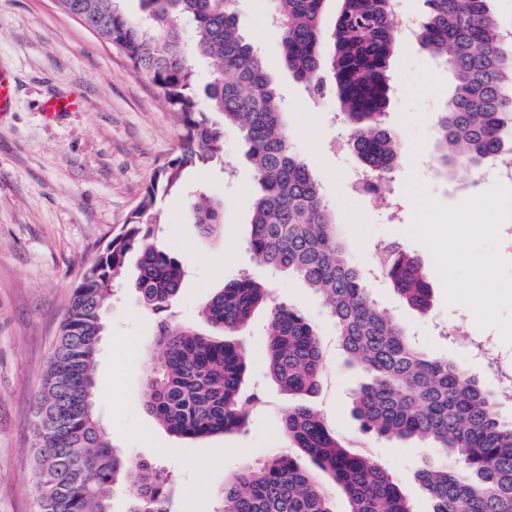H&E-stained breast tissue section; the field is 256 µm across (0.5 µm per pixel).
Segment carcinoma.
<instances>
[{"instance_id": "carcinoma-1", "label": "carcinoma", "mask_w": 512, "mask_h": 512, "mask_svg": "<svg viewBox=\"0 0 512 512\" xmlns=\"http://www.w3.org/2000/svg\"><path fill=\"white\" fill-rule=\"evenodd\" d=\"M96 34L148 79L183 129L178 152L158 168L111 247L71 291L33 411L38 512H111V492L128 491L126 512H168L167 477L116 448L96 412V360L105 333L102 315L114 279L138 255L134 288L158 317L161 363L149 368L144 410L170 434L204 439L241 430L262 401L245 388L251 358L233 336L263 308L269 319L263 363L267 375L297 402L280 426L289 447L260 467L244 465L224 481L219 512H336L320 475L345 496L347 512H413L394 477L367 453L354 452L307 399L320 388L325 349L303 310L272 300L250 274L224 283L202 305L211 333L174 319L185 271L157 243L159 201L182 185L186 171L223 153L224 132L209 114H223L247 147L255 172L247 248L271 272L299 278L324 302L338 346L365 376L352 395L361 429L390 441L436 451L417 477L432 512H512V419L504 418L482 380L457 360L417 345L406 327L371 297L367 274L350 258L329 202L294 150L280 94L254 45L239 28L237 0H140L129 20L116 0H65ZM327 0H269L282 35L283 63L319 94L331 81L371 178L384 184L398 157V140L384 121L396 27L391 0H341L329 32L330 67L322 72ZM417 39L448 64L453 91L436 120V164L479 170L512 139V63L491 0H426ZM214 70L197 83L191 58ZM224 204H193L202 236L223 223ZM379 269L402 299L421 313L430 306L428 274L394 244L380 250Z\"/></svg>"}]
</instances>
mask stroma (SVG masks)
I'll return each mask as SVG.
<instances>
[{"mask_svg":"<svg viewBox=\"0 0 512 512\" xmlns=\"http://www.w3.org/2000/svg\"><path fill=\"white\" fill-rule=\"evenodd\" d=\"M237 12L243 33L278 84L293 146L317 175L354 261L371 268L378 248L396 242L430 271L427 312L410 308L383 280L369 283L374 301L414 330L433 354L462 360L499 396L503 414L512 415V401L500 397L497 379L467 344L485 338L506 354L512 346L503 344L495 329H478L468 309L445 305L430 252L404 234L412 214L404 194L410 171H417L430 194L445 204L490 187L475 171L444 176L413 166L411 134L400 121L403 65H424L446 82L451 79L447 66L411 33L400 32L390 59L395 91L384 116L399 136L400 158L390 174V196L378 202L351 185L361 162L346 143L335 96H314L284 68L280 32L268 20L266 0H238ZM0 74L15 86L12 108L0 115V512H38L33 404L68 297L86 264L124 224L156 169L176 152L182 127L125 56L55 0H0ZM71 92L81 95V110L47 119L41 110L45 97ZM211 119L224 128L223 156L190 170L182 186L162 199L157 218L160 244L187 271L177 319L202 331L207 325L200 306L206 298L229 277L262 274L246 245L254 174L237 129L225 125L222 114ZM202 194L224 203V226L208 237L200 236L192 222V203ZM270 288L276 300L298 306L320 329L326 365L313 406L349 446L369 449L392 473L414 512H432L416 478L424 449L363 434L352 417L351 394L363 375L346 364L320 299L291 275L271 277ZM104 322L96 367L104 394L97 415L116 448L168 473L171 512H217V493L226 477L245 464L262 466L273 452L286 450L280 412L290 399L263 367L266 312H256L243 333L254 361L249 386L263 393L265 406L250 412L241 431L200 440L169 434L143 409L146 361L159 359L160 350L156 319L139 304L132 273L119 279Z\"/></svg>","mask_w":512,"mask_h":512,"instance_id":"35a3bbf8","label":"stroma"}]
</instances>
